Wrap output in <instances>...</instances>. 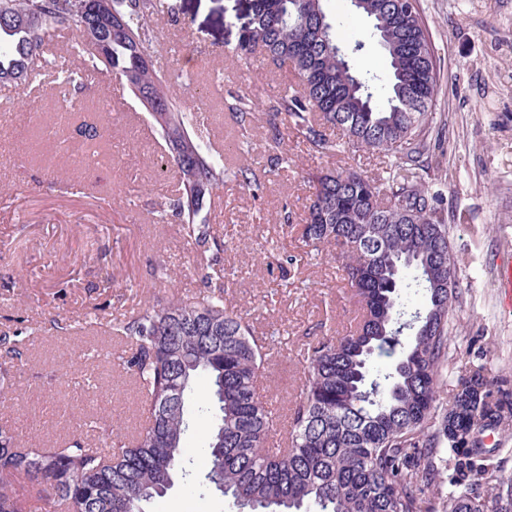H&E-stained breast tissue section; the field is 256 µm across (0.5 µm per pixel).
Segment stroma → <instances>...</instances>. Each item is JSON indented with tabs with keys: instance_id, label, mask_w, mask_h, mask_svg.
<instances>
[{
	"instance_id": "1",
	"label": "stroma",
	"mask_w": 512,
	"mask_h": 512,
	"mask_svg": "<svg viewBox=\"0 0 512 512\" xmlns=\"http://www.w3.org/2000/svg\"><path fill=\"white\" fill-rule=\"evenodd\" d=\"M149 25L148 59L167 80L175 109L209 113L221 138L208 149L224 159V186L208 196V224L224 268V306L259 336L272 337L258 387L276 413L298 398L309 347L344 335L357 304L342 283L334 251L313 250L296 227L305 222L315 171L351 168L394 174L391 158L355 151L336 129L313 152L270 107L294 89L290 75L261 55L237 54L244 19L236 0H160ZM439 76L426 125V148L409 179L440 203L458 258L457 297L448 315L442 403L466 363L490 379L512 377V312L495 282L500 256L512 254V0H419ZM345 21L359 71L387 73L384 52L349 0H326ZM98 109L96 137L62 127L44 137L69 99ZM129 88L92 96L87 86L0 83V335L19 340L0 393V427L28 448H89L142 429L141 396L116 355L118 320L176 296L208 294L207 254L169 207L179 178L158 129ZM281 137L287 162L268 152ZM150 512H236L220 494L199 495L182 479Z\"/></svg>"
}]
</instances>
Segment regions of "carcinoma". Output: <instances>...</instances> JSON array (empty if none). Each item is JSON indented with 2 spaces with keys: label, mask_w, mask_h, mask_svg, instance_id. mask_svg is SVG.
<instances>
[{
  "label": "carcinoma",
  "mask_w": 512,
  "mask_h": 512,
  "mask_svg": "<svg viewBox=\"0 0 512 512\" xmlns=\"http://www.w3.org/2000/svg\"><path fill=\"white\" fill-rule=\"evenodd\" d=\"M245 19L238 44L245 61L261 51L286 69L301 90L283 94L284 114L315 150L326 141L315 128L342 132L357 149L379 151L396 168L414 162L438 89L436 60L417 0H360L356 14L383 48L388 70L358 72L342 53L336 20L323 0H237ZM151 0H0V58L13 60L0 79L37 67V47L75 26L97 49L94 58L173 113L188 131L190 115L174 112L164 80L148 60ZM187 162L200 197L224 185V163L190 137ZM306 244L336 249L350 294L360 304L358 328L307 352L299 400L286 420L288 446L268 448L276 417L258 392L268 356L266 338L224 308L219 284L195 301L174 298L147 306L121 325V360L137 380L147 426L126 448H25L0 429V512H147L176 475L199 494L217 492L242 512H512V476L492 462L491 434L508 437L512 380L497 381L472 365L455 379L452 401L437 406L448 345V314L456 270L448 228L432 220L434 196L422 183H394L355 171L316 173ZM170 207L183 229L206 245L199 204L178 196ZM389 354L393 360L379 364ZM206 383L195 414L188 401ZM208 432L207 465L196 469L186 437L193 422ZM479 491H456L470 478Z\"/></svg>",
  "instance_id": "cac0c4a2"
}]
</instances>
